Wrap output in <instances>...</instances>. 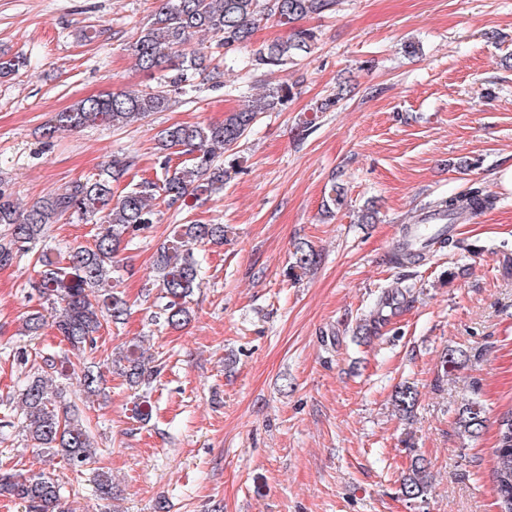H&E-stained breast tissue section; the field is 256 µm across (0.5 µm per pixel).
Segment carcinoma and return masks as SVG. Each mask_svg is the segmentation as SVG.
<instances>
[{
    "label": "carcinoma",
    "mask_w": 512,
    "mask_h": 512,
    "mask_svg": "<svg viewBox=\"0 0 512 512\" xmlns=\"http://www.w3.org/2000/svg\"><path fill=\"white\" fill-rule=\"evenodd\" d=\"M334 6V0H164L162 7L140 32L132 45L137 66L144 72H160L157 85L138 92L106 91L82 99L54 116L46 127L51 137L59 130H75L92 124H128L169 106L170 90H185L206 74L207 56L193 45L199 34L208 35L226 48L247 43L256 25L276 17L286 23L309 15L321 14ZM315 40L310 30H299L287 40L262 45L254 52L259 65L284 66ZM26 60L0 51V80L12 78L25 67ZM291 86L281 85L230 112L220 123L207 126L179 124L162 130V149H180L192 155L188 163L166 174L162 184L144 181L116 196L112 184L120 181L131 166L127 157H114L93 179L76 180L60 192L22 212L9 196L0 193V224L7 233L0 237V266L8 265L27 252L53 220L67 213L81 217L103 215L98 224L95 244L75 248L62 266L45 255L38 257L44 267L33 288L47 304L56 308V326L71 351H93L103 324L123 323L128 315L127 300L109 287L112 263L126 238L149 229L155 220L149 201L160 191L167 206L190 209V200L209 196L224 186V168L216 164L217 151L230 149L256 123L259 114L273 112L288 100ZM494 205L493 199L478 188L463 196L442 198L428 206L429 215L440 216L456 224ZM411 228H402L392 255L398 265L417 264L425 259V249L409 246ZM224 242V225L189 221L178 225L172 243L159 248L156 260L161 291L166 303L163 321L176 328L189 316L186 299L201 287L197 247ZM118 371L130 386L149 383L157 370L149 359L132 350L118 360ZM67 357L43 359L40 372L20 390L19 403L25 415L26 437L32 447L55 457L62 455L70 464L81 467L92 462L97 447L86 427L74 417L61 416L56 410L59 390L50 387L53 374L66 375ZM83 392L95 396L100 390L99 365L84 368L80 377ZM418 402L415 387H398L394 407L398 414H411ZM487 422L482 403L469 401L458 410L461 437L481 433ZM497 448L493 482L500 512H512V408L497 419ZM427 465L416 458L403 482V493L417 498L427 491ZM25 504L26 512H70L61 485L44 474L29 477L0 473V498Z\"/></svg>",
    "instance_id": "cac0c4a2"
}]
</instances>
